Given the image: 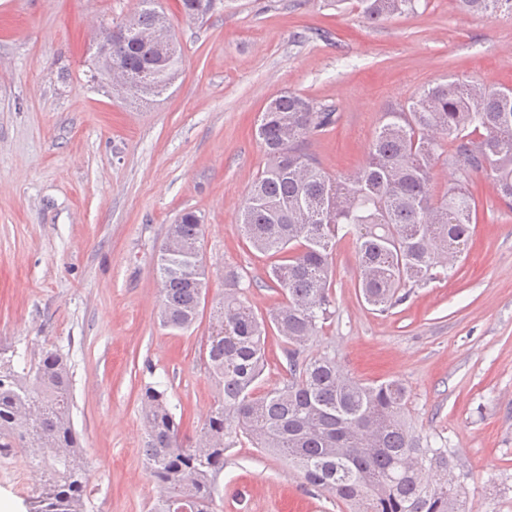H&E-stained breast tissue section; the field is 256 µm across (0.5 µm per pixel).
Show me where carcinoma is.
<instances>
[{
    "label": "carcinoma",
    "instance_id": "obj_1",
    "mask_svg": "<svg viewBox=\"0 0 512 512\" xmlns=\"http://www.w3.org/2000/svg\"><path fill=\"white\" fill-rule=\"evenodd\" d=\"M215 0H180L182 12L209 14ZM420 0H357L361 16L376 23L417 12ZM458 10L512 12V0H454ZM133 16L112 23V67L126 91L160 96L176 81V40L165 47L141 40L170 26L156 0H141ZM330 105L293 92L271 99L256 135L268 163L239 208L238 223L251 245L277 256L268 272L282 301L266 314L245 299L252 282L238 270L224 273V295L210 311L202 359L221 388L192 441L170 409L167 390L147 384L141 419L146 464L160 490L153 512H216L215 490L224 453L246 439L288 461L307 484L349 512H474L460 471L459 451L432 445L407 419L408 391L397 379L364 382L343 373L328 353L301 348L334 316L331 256L336 239L350 237L365 302L384 314L415 288L446 280L478 223L481 179L512 209V88L448 79L398 101L382 114L365 164L331 176L308 144L331 132ZM450 183L435 197L433 168ZM203 224L192 211L168 227L179 249L162 246L156 274L159 320L183 331L199 319L207 270L199 258ZM284 344L283 386L260 392L268 338ZM72 373L67 357L47 349L25 375L0 348V448L39 445L45 482L35 512H85L89 461L72 421Z\"/></svg>",
    "mask_w": 512,
    "mask_h": 512
}]
</instances>
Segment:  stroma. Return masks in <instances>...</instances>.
<instances>
[{
    "label": "stroma",
    "instance_id": "1",
    "mask_svg": "<svg viewBox=\"0 0 512 512\" xmlns=\"http://www.w3.org/2000/svg\"><path fill=\"white\" fill-rule=\"evenodd\" d=\"M181 48L172 88L145 102L92 78L87 34L139 0H0V347L33 366L55 347L72 366V416L90 472L85 512H151L141 390L161 382L187 434L220 398L189 330L161 326L157 256L179 215L203 224L207 302L234 267L266 312L272 257L238 210L267 157L255 136L266 103L296 92L332 105L336 128L310 150L336 175L364 164L385 108L427 84L475 78L512 87V14L453 0L375 24L346 0H219L191 21L161 0ZM328 32L330 40L320 39ZM352 243L333 254L335 317L304 348L373 381L397 378L410 420L458 449L476 512H512V211L483 182L473 242L448 281L370 310ZM35 463L0 448V507L33 512ZM217 512H346L287 462L242 444L225 455Z\"/></svg>",
    "mask_w": 512,
    "mask_h": 512
}]
</instances>
